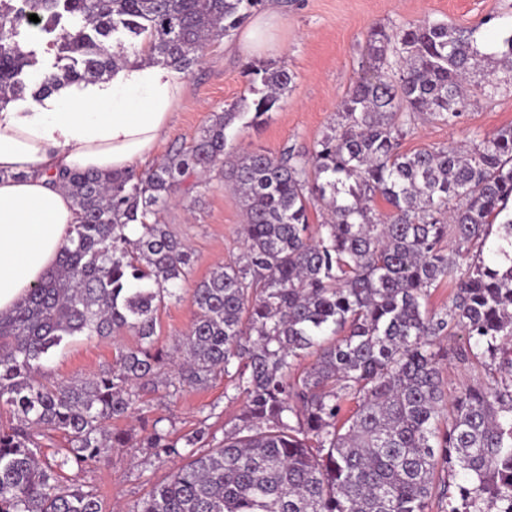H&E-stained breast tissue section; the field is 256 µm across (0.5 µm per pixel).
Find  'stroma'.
<instances>
[{
	"label": "stroma",
	"instance_id": "35a3bbf8",
	"mask_svg": "<svg viewBox=\"0 0 512 512\" xmlns=\"http://www.w3.org/2000/svg\"><path fill=\"white\" fill-rule=\"evenodd\" d=\"M282 5L284 18L274 33L276 51L244 50L237 30L205 50L199 63L185 75V101L168 132L139 162V169L151 168L174 149L189 147L213 113L246 95L245 64L287 65L293 82L280 108L269 113L264 123L242 132L231 131L229 150H307L328 131L342 98L366 69V41L373 26L391 28L436 18L459 26H479V38L486 45L512 29V0H282ZM503 77L493 62H485L475 78L479 83L495 85L492 97L472 98L458 124L417 123L402 140V152L459 146L512 125V84L504 82ZM163 221L190 243L197 257L192 281L204 279L241 251V204L225 186L221 174L211 173L196 201H173ZM193 315L194 309L186 299L171 300L161 307L157 312L160 345H171L190 325ZM137 341V336L129 332L105 339L76 337L52 357L48 380L57 384L106 370L118 348L135 346ZM441 344L447 353L442 377L448 393L487 383L484 369L459 358L468 345L467 336H446ZM228 390L226 379L220 376L203 388L145 392L139 419L111 425L112 430L127 434L126 447L114 449L109 460L84 470L65 468V477L96 492L107 512H117L121 507L126 510L164 480L173 465L172 460L156 458L143 446L142 438L152 423H160L174 440L205 426L215 441H222L225 423L233 420L241 408L240 401L228 399Z\"/></svg>",
	"mask_w": 512,
	"mask_h": 512
}]
</instances>
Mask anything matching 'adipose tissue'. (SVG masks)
Instances as JSON below:
<instances>
[{
    "label": "adipose tissue",
    "mask_w": 512,
    "mask_h": 512,
    "mask_svg": "<svg viewBox=\"0 0 512 512\" xmlns=\"http://www.w3.org/2000/svg\"><path fill=\"white\" fill-rule=\"evenodd\" d=\"M184 102V74L129 61L110 78L0 109V316L38 285L68 245L65 171L120 173L150 154Z\"/></svg>",
    "instance_id": "ef3b65f1"
}]
</instances>
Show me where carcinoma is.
Instances as JSON below:
<instances>
[{"label": "carcinoma", "mask_w": 512, "mask_h": 512, "mask_svg": "<svg viewBox=\"0 0 512 512\" xmlns=\"http://www.w3.org/2000/svg\"><path fill=\"white\" fill-rule=\"evenodd\" d=\"M0 0V108L101 79L129 58L187 72L265 0ZM35 14L39 22L29 20ZM58 50L36 89L38 44ZM480 26L438 19L373 28L369 70L339 106L340 121L309 150L226 152L227 130L255 126L293 82L284 65L244 73L263 91L213 115L193 145L145 170L70 172L76 209L55 268L0 317V512H103L100 497L61 481L125 447L109 426L139 413L141 393L205 386L219 373L240 413L224 441L183 447L153 424L157 455L180 458L130 512H512V125L466 149L400 152L418 119L455 125L474 94L470 74L494 58L512 83V31L491 57ZM221 168L244 212L242 251L191 292L194 318L173 349L158 345L159 307L181 299L193 250L161 222L187 179ZM381 196L390 209L373 207ZM323 221L310 222V209ZM138 224L132 239L124 229ZM498 226V261L473 254ZM454 285L448 309L431 289ZM126 330L139 344L112 368L58 385L44 364L75 336ZM474 339L463 360L491 380L448 398L440 339ZM311 357L301 372L292 368ZM65 435L60 460L37 437ZM463 474L435 482L438 468Z\"/></svg>", "instance_id": "cac0c4a2"}]
</instances>
